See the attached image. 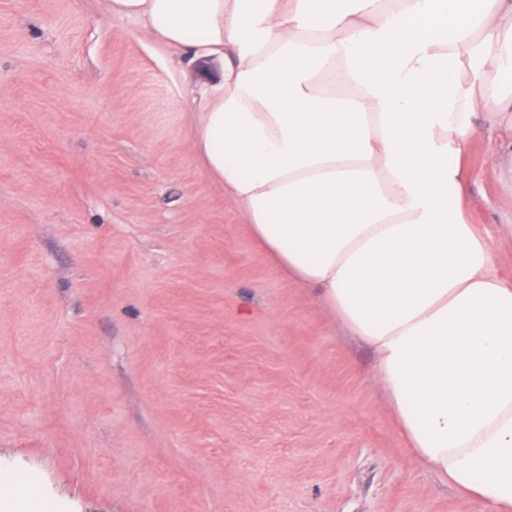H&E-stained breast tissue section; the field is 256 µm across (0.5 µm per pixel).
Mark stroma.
<instances>
[{
  "mask_svg": "<svg viewBox=\"0 0 512 512\" xmlns=\"http://www.w3.org/2000/svg\"><path fill=\"white\" fill-rule=\"evenodd\" d=\"M105 0H0V472L54 512H488L415 460L374 356L260 252L190 111L218 64ZM468 223L512 224L487 145Z\"/></svg>",
  "mask_w": 512,
  "mask_h": 512,
  "instance_id": "stroma-1",
  "label": "stroma"
}]
</instances>
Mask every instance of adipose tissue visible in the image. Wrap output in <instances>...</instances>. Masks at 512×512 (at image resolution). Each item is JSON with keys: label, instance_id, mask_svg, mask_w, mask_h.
<instances>
[{"label": "adipose tissue", "instance_id": "adipose-tissue-1", "mask_svg": "<svg viewBox=\"0 0 512 512\" xmlns=\"http://www.w3.org/2000/svg\"><path fill=\"white\" fill-rule=\"evenodd\" d=\"M219 62L194 147L265 257L377 356L402 446L512 512V285L461 162L512 177V0H105Z\"/></svg>", "mask_w": 512, "mask_h": 512}]
</instances>
